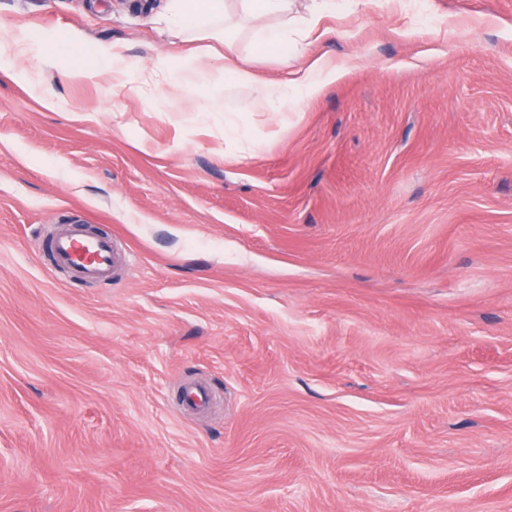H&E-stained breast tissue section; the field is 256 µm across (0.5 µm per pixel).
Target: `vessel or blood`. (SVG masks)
Segmentation results:
<instances>
[{"mask_svg":"<svg viewBox=\"0 0 512 512\" xmlns=\"http://www.w3.org/2000/svg\"><path fill=\"white\" fill-rule=\"evenodd\" d=\"M52 251L56 266L78 278L100 282L112 277L115 255L110 238L88 237L74 226L53 238Z\"/></svg>","mask_w":512,"mask_h":512,"instance_id":"vessel-or-blood-1","label":"vessel or blood"}]
</instances>
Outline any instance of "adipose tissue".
Here are the masks:
<instances>
[{
	"label": "adipose tissue",
	"instance_id": "1",
	"mask_svg": "<svg viewBox=\"0 0 512 512\" xmlns=\"http://www.w3.org/2000/svg\"><path fill=\"white\" fill-rule=\"evenodd\" d=\"M289 0H168L170 21L180 24L194 38L215 39L224 44V86L249 93L251 111L275 116L297 107L303 97L319 93L340 70L331 60L319 55L295 71L285 82H267L256 78L250 61L236 51L238 36L258 35L261 42L280 58L288 56ZM213 47H206L186 59L176 70H168L165 60L140 69L143 81L154 80L160 70H168V84L174 93L189 92L193 76L211 63Z\"/></svg>",
	"mask_w": 512,
	"mask_h": 512
}]
</instances>
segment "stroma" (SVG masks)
Wrapping results in <instances>:
<instances>
[{
    "label": "stroma",
    "mask_w": 512,
    "mask_h": 512,
    "mask_svg": "<svg viewBox=\"0 0 512 512\" xmlns=\"http://www.w3.org/2000/svg\"><path fill=\"white\" fill-rule=\"evenodd\" d=\"M409 2L336 0L308 50L362 61L283 137L220 60L72 76L183 60L166 0H0L52 58L0 45V512H512V0ZM73 224L109 283L55 266ZM214 52H218L216 47L207 46L195 56L184 59L185 65L182 67L176 70H168L169 77L167 81L172 88L171 94L177 93L179 96H182L188 93L192 87L194 74L211 65V58ZM99 72L112 76L113 87L125 86L128 82L130 66L125 56L112 48L99 56Z\"/></svg>",
    "instance_id": "1"
}]
</instances>
